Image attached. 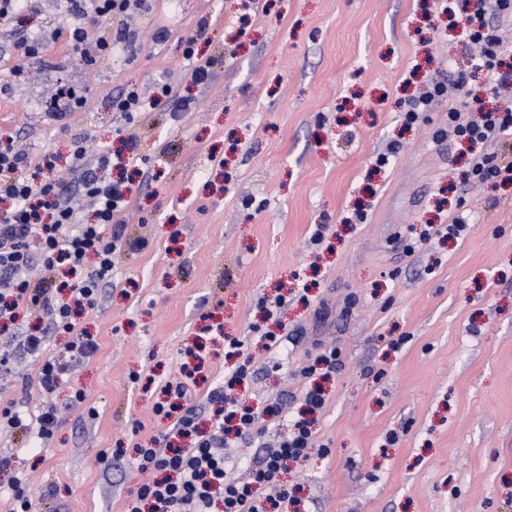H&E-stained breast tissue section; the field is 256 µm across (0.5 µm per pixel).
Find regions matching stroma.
Listing matches in <instances>:
<instances>
[{
    "mask_svg": "<svg viewBox=\"0 0 512 512\" xmlns=\"http://www.w3.org/2000/svg\"><path fill=\"white\" fill-rule=\"evenodd\" d=\"M72 22L66 0H24L0 18V133L64 169L78 141L116 149L139 128L125 217L146 244L77 316L97 349L66 385L46 396L23 370L0 390L32 411L48 397L64 409L45 444L0 428L31 512H126L143 478L133 448L168 425L153 404L179 381L182 349L206 347L197 405L235 365L228 336L260 368L237 390L252 404L300 406L299 366L320 344L341 351L315 426L329 452L289 463L287 512H512V184L473 186L446 134L449 105L470 120L492 94L438 0H147L137 41L97 67L71 47ZM16 30L43 40L18 78ZM190 37L197 58L219 60L210 86L190 81ZM437 72L468 75L466 90L404 126ZM64 81L86 105L57 121L43 105ZM164 82L187 109L130 124L113 112L126 85ZM460 212V236L424 238ZM280 294L265 317L261 300ZM267 331L288 344L263 349Z\"/></svg>",
    "mask_w": 512,
    "mask_h": 512,
    "instance_id": "obj_1",
    "label": "stroma"
}]
</instances>
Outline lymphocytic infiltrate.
<instances>
[{
    "mask_svg": "<svg viewBox=\"0 0 512 512\" xmlns=\"http://www.w3.org/2000/svg\"><path fill=\"white\" fill-rule=\"evenodd\" d=\"M145 0H68L75 22L69 31L73 47L87 38L82 21L88 15L118 21L114 36L98 37L91 64L109 59L119 45L133 43L137 30L131 21L140 15ZM442 13L462 27V35L481 50L479 70L484 81L498 92H506L501 107L482 114L480 120L462 121L461 112L448 110V128L459 140L472 144L498 141L512 135V71H503L505 45L502 25L512 19V0H442ZM169 85H158L154 96H145L133 85L112 99V108L125 120L149 112L169 99ZM122 151L106 148L88 151L76 146L71 179L57 177L58 159L47 153L36 167H29L27 153L12 141L0 144V372H12L19 355L38 359V384L47 393L66 381L71 363L89 358L95 350L91 336L76 331L75 318L94 309L104 288L111 286L114 257L121 249H139L141 239L127 237L124 213L134 188L126 179L106 177L108 169L131 166L138 158L136 137L122 141ZM88 198L94 222H83L75 197ZM95 267H88L89 257ZM43 321L36 332L22 331L19 314ZM70 334L68 362L47 353L49 335ZM182 379L175 386L172 402H155L156 414L170 424L152 446L137 448L138 465L157 472V479L142 483L137 503L130 512H140V503L151 512H280L291 495L280 476L288 462L306 459L317 445L311 420L296 415L287 436L252 469L247 481L227 472L224 450L233 442L251 438L259 416L277 417L278 402L251 406L233 398L236 386L253 374L251 360L238 365L206 395L211 427L201 431L198 412L192 405L188 383L194 372L181 365ZM61 420L55 403H44L37 417H28L22 403L10 401L0 408V424L13 430L35 431L38 439L52 438Z\"/></svg>",
    "mask_w": 512,
    "mask_h": 512,
    "instance_id": "obj_1",
    "label": "lymphocytic infiltrate"
}]
</instances>
